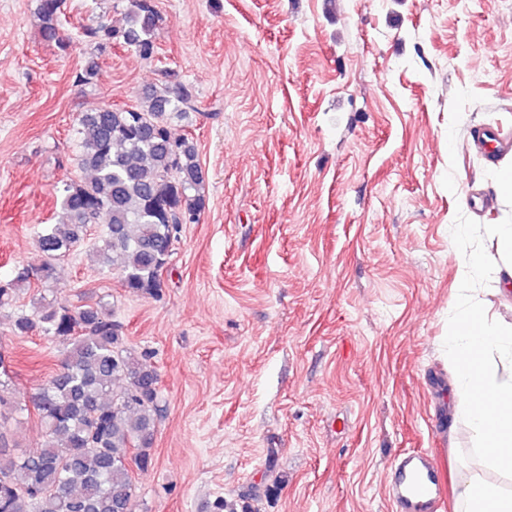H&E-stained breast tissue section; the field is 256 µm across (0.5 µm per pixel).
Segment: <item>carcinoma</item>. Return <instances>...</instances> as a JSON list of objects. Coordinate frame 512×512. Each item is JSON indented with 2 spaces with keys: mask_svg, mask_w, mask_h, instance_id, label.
<instances>
[{
  "mask_svg": "<svg viewBox=\"0 0 512 512\" xmlns=\"http://www.w3.org/2000/svg\"><path fill=\"white\" fill-rule=\"evenodd\" d=\"M64 0H38L42 37L62 49ZM160 16L152 0H129L120 26L93 22L83 38L103 53L117 44L145 60L156 51ZM199 111L183 84L164 82L147 89L138 108L102 107L79 118V167L57 196L60 218L38 236L46 261L0 281V308L34 282L53 279V262L67 257L88 235L98 263L121 273L133 294L157 295L161 270L176 241L180 222L195 223L204 208V172L195 144L175 137L171 121ZM38 330L61 340V368L17 405L0 359V512H132L133 469L152 463L157 433L159 376L127 345L112 310L101 303L73 306L34 298L30 312L14 316L12 332ZM32 406L44 429L40 447L9 448L10 422Z\"/></svg>",
  "mask_w": 512,
  "mask_h": 512,
  "instance_id": "obj_1",
  "label": "carcinoma"
}]
</instances>
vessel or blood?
Here are the masks:
<instances>
[{"label":"vessel or blood","instance_id":"vessel-or-blood-1","mask_svg":"<svg viewBox=\"0 0 512 512\" xmlns=\"http://www.w3.org/2000/svg\"><path fill=\"white\" fill-rule=\"evenodd\" d=\"M439 456L427 453L405 455L388 476L389 498L394 512H437Z\"/></svg>","mask_w":512,"mask_h":512}]
</instances>
